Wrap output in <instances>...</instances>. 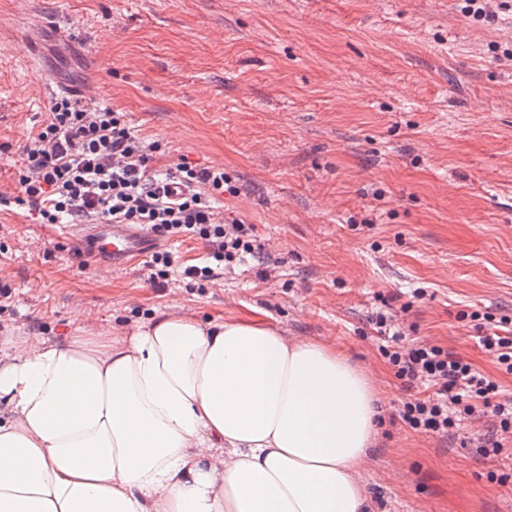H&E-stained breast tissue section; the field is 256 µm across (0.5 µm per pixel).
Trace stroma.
I'll use <instances>...</instances> for the list:
<instances>
[{
  "label": "stroma",
  "instance_id": "stroma-1",
  "mask_svg": "<svg viewBox=\"0 0 512 512\" xmlns=\"http://www.w3.org/2000/svg\"><path fill=\"white\" fill-rule=\"evenodd\" d=\"M34 37L39 69L27 63ZM512 16L482 25L457 0H0V197L56 96L125 112L170 158L224 166L225 219L279 260L245 261L206 293L143 260L112 268L62 225L0 207V344L120 336L157 311L263 321L336 345L370 376L379 432L361 477L371 512H512V455L404 426L407 396L368 317L391 298L407 339L499 376L463 312L512 317ZM425 296H417V289Z\"/></svg>",
  "mask_w": 512,
  "mask_h": 512
}]
</instances>
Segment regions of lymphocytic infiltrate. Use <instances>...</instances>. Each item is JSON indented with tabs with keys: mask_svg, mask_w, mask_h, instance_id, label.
Returning a JSON list of instances; mask_svg holds the SVG:
<instances>
[{
	"mask_svg": "<svg viewBox=\"0 0 512 512\" xmlns=\"http://www.w3.org/2000/svg\"><path fill=\"white\" fill-rule=\"evenodd\" d=\"M23 155L14 172L17 202L40 223L92 219L133 224L168 240L202 241L207 262L181 268L190 287L201 291L245 258L257 262L262 280L278 265L254 225L225 221L218 211L221 197L239 194L223 166L199 167L182 158L156 167L165 147L139 134L125 113L58 97ZM469 318L480 333L479 347L494 358L499 374L512 375V317L476 309ZM369 322L381 341V356L410 391L398 411L407 428L446 437L469 429L463 445L484 462L512 449V396L504 395L499 374H486L441 346L406 340L388 299H381ZM482 421L487 427L481 431Z\"/></svg>",
	"mask_w": 512,
	"mask_h": 512,
	"instance_id": "lymphocytic-infiltrate-1",
	"label": "lymphocytic infiltrate"
}]
</instances>
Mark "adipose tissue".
<instances>
[{
	"instance_id": "obj_1",
	"label": "adipose tissue",
	"mask_w": 512,
	"mask_h": 512,
	"mask_svg": "<svg viewBox=\"0 0 512 512\" xmlns=\"http://www.w3.org/2000/svg\"><path fill=\"white\" fill-rule=\"evenodd\" d=\"M377 394L335 346L161 312L0 354V512H368Z\"/></svg>"
}]
</instances>
